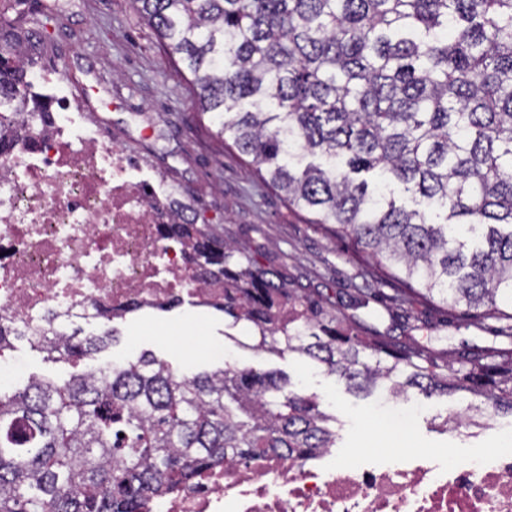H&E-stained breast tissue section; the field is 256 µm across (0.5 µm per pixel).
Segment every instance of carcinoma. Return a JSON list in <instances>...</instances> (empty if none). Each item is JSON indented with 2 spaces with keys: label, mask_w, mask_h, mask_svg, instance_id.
Returning <instances> with one entry per match:
<instances>
[{
  "label": "carcinoma",
  "mask_w": 512,
  "mask_h": 512,
  "mask_svg": "<svg viewBox=\"0 0 512 512\" xmlns=\"http://www.w3.org/2000/svg\"><path fill=\"white\" fill-rule=\"evenodd\" d=\"M193 76L217 135L252 157L261 181L361 260L372 284L332 305L290 288L224 226L160 225L200 279L224 282L229 326L252 349L296 354L355 393L465 392L467 410L512 416V0H134ZM0 28V147L27 115L49 116ZM33 112L27 114L26 100ZM466 307L484 346L400 341L341 309L379 301ZM494 318L498 328L484 325ZM69 319L29 333L0 318V354L18 340L78 361L117 340ZM277 371L179 376L143 352L63 385L0 391V512H141L152 497L220 464L336 447V417Z\"/></svg>",
  "instance_id": "carcinoma-1"
}]
</instances>
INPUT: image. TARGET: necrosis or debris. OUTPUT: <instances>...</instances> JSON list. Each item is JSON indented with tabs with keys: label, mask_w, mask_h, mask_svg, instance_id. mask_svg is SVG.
<instances>
[{
	"label": "necrosis or debris",
	"mask_w": 512,
	"mask_h": 512,
	"mask_svg": "<svg viewBox=\"0 0 512 512\" xmlns=\"http://www.w3.org/2000/svg\"><path fill=\"white\" fill-rule=\"evenodd\" d=\"M166 189L135 176L96 120L55 112L0 153V317L34 330L97 307L215 302L190 282ZM142 512H512V430L492 450L285 460L217 466L151 498Z\"/></svg>",
	"instance_id": "obj_1"
}]
</instances>
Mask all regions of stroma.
<instances>
[{
  "mask_svg": "<svg viewBox=\"0 0 512 512\" xmlns=\"http://www.w3.org/2000/svg\"><path fill=\"white\" fill-rule=\"evenodd\" d=\"M61 9L49 23L51 34L35 61L44 77L62 78V95L74 107L94 113L112 141L142 161L141 177L159 182L177 199L193 203L224 236L261 254L292 288L331 298L356 293L369 281L368 265L356 260L347 244L312 224L310 214L290 207L255 174L248 157L231 142L218 139L210 115L199 114L179 56L157 37L133 0H59ZM426 319L441 323L444 346L489 340L488 332L460 324V308L443 312L415 305L410 320H384L391 336L409 335ZM84 334L114 326L118 343L77 364L52 359L17 342L10 355L22 364L14 386L37 376L63 383L92 366L133 360L142 352L170 363L192 377L232 362L287 374L298 389L317 393L323 408L337 418V452L364 448H491L512 418L491 425L443 433L431 426L435 415L461 412L455 398H392L387 392L356 395L343 381L295 355L258 353L240 345L241 328H228L224 315L184 298L162 311L146 308L107 322H74Z\"/></svg>",
  "mask_w": 512,
  "mask_h": 512,
  "instance_id": "obj_1",
  "label": "stroma"
}]
</instances>
